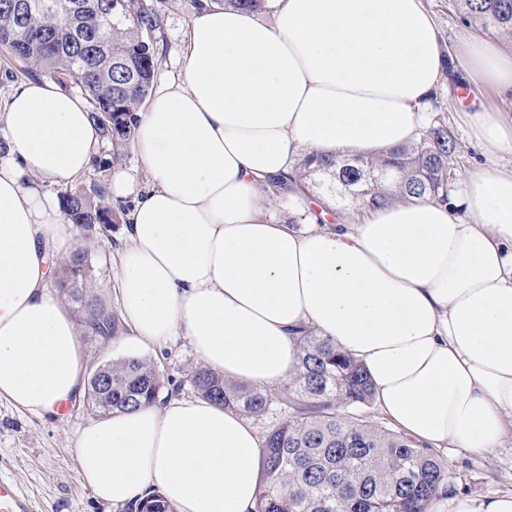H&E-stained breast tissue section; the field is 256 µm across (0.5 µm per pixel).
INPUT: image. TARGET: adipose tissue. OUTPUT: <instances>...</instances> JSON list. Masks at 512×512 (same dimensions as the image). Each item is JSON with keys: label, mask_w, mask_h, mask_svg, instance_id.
Listing matches in <instances>:
<instances>
[{"label": "adipose tissue", "mask_w": 512, "mask_h": 512, "mask_svg": "<svg viewBox=\"0 0 512 512\" xmlns=\"http://www.w3.org/2000/svg\"><path fill=\"white\" fill-rule=\"evenodd\" d=\"M268 19L207 4L182 77L137 115L151 184L112 174L131 200L116 301L139 348L186 337L225 379L279 387L307 328L366 368L380 412L430 448L493 454L512 437V170L480 171L445 202H395L352 224L308 212L297 231L263 190L300 151L385 156L428 120L452 58L421 0H266ZM456 57L512 94V51L485 36ZM481 157L512 153V116L466 113ZM0 398L36 416L80 398L79 326L48 291L71 224L48 192L88 171L100 136L86 104L27 81L0 112ZM256 429L201 398L115 411L75 438L79 473L124 507L159 491L176 512H251ZM432 512H512V494L451 495Z\"/></svg>", "instance_id": "adipose-tissue-1"}]
</instances>
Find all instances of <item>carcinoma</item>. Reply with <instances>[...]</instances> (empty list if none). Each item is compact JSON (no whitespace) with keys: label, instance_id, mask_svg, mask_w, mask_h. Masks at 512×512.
Wrapping results in <instances>:
<instances>
[{"label":"carcinoma","instance_id":"carcinoma-1","mask_svg":"<svg viewBox=\"0 0 512 512\" xmlns=\"http://www.w3.org/2000/svg\"><path fill=\"white\" fill-rule=\"evenodd\" d=\"M38 0H0V48L24 67L60 83L75 82L90 103V118L119 160L134 137L133 114L149 94L157 67L159 15L151 0H68L78 10L38 11ZM258 12L265 0H214ZM463 21L512 40V0H457ZM453 130L435 121L395 159L303 158L297 193H307L309 172L334 176L336 186L360 196L364 208L395 199L448 200L456 172ZM73 224L110 237L118 210L107 187L95 183L59 194ZM89 250L80 247L57 267L61 284L79 304L89 331L110 338L116 318L87 292ZM298 362L277 388L233 383L203 364L189 377L196 396L262 420L278 407L281 419L264 434L262 476L253 512H430L433 501L455 492L448 463L402 433L367 420L373 403L363 366L310 331L297 338ZM165 381L154 362L122 358L89 378L87 401L96 411L135 409L155 402ZM128 512H174L150 491Z\"/></svg>","mask_w":512,"mask_h":512}]
</instances>
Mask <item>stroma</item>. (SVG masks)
<instances>
[{
  "mask_svg": "<svg viewBox=\"0 0 512 512\" xmlns=\"http://www.w3.org/2000/svg\"><path fill=\"white\" fill-rule=\"evenodd\" d=\"M423 6L432 16L446 48H455L460 40L480 31L479 26L463 23L454 0H423ZM194 12L193 0H163L161 30L157 35L156 81L178 78L179 56ZM484 106L512 114V97L478 87L459 72L453 75L449 91L441 92L432 108L433 118L448 122L454 129L457 152L453 163L457 180H465L477 170V151L459 114ZM122 230V224H114L110 238L92 245L90 254L92 291L112 312L118 309L114 274L124 243ZM128 335L124 327L109 339L80 332L78 340L86 370L120 359V345ZM146 357L157 364L170 385L180 386L182 396H190L186 382L198 359L186 340L155 348ZM96 417V412L83 399L70 402L67 410L44 417L0 400V477L12 479L31 500L35 512H125L124 508L98 500L78 471L74 439ZM443 457L448 462L451 483L461 487L464 495L478 498L512 493V438L491 455L477 456L451 448Z\"/></svg>",
  "mask_w": 512,
  "mask_h": 512,
  "instance_id": "stroma-1",
  "label": "stroma"
}]
</instances>
